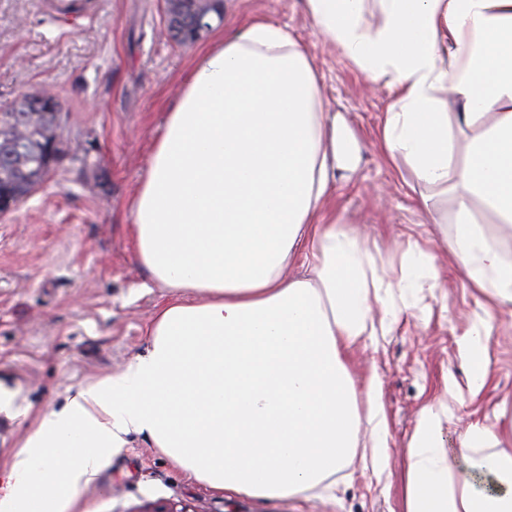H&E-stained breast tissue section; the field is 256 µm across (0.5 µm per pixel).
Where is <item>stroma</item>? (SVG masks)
Masks as SVG:
<instances>
[{
  "instance_id": "1",
  "label": "stroma",
  "mask_w": 512,
  "mask_h": 512,
  "mask_svg": "<svg viewBox=\"0 0 512 512\" xmlns=\"http://www.w3.org/2000/svg\"><path fill=\"white\" fill-rule=\"evenodd\" d=\"M164 9L163 0H88L84 11L62 13L55 0H0V106L40 91L60 103L49 176L0 213V386L15 394L0 412V466L27 436L34 412L60 406L145 350L169 293L136 262L130 203L195 54L225 23L267 19L297 36L337 134L356 147L350 169L336 173L329 218L371 242L385 283L380 297L396 309L385 334L351 354L357 387L372 374L380 383L390 477L372 478L374 450L362 442L331 478L334 494L228 500L133 434L81 503L87 512H145L159 502L190 512H404L407 444L422 407L449 405L445 450L455 473L463 464L454 449L469 424L512 426V304L459 276L454 193L389 158L379 131L393 90L372 83L318 34L303 0H224L222 15H209V29L187 46L170 38ZM424 196L426 210L418 205ZM419 250L435 256L439 279L399 292ZM477 327L486 330L490 374L473 394L468 338ZM449 382L461 401L449 400Z\"/></svg>"
}]
</instances>
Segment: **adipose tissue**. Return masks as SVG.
<instances>
[{"label": "adipose tissue", "instance_id": "ef3b65f1", "mask_svg": "<svg viewBox=\"0 0 512 512\" xmlns=\"http://www.w3.org/2000/svg\"><path fill=\"white\" fill-rule=\"evenodd\" d=\"M304 0L318 32L375 83L395 88L381 137L425 183L457 174L460 272L512 302V262L475 224L480 199L512 235V0ZM472 130L454 169L442 90ZM316 73L287 26H225L200 50L166 114L132 202L137 262L171 298L144 353L38 413L9 462L0 512H80L129 434L226 497L285 499L319 488L361 435L366 397L386 471L378 381L357 391L350 355L375 327L383 283L355 235L327 219L347 144L330 132ZM300 273H289L292 263ZM405 512H512V448L475 422L458 437L469 470L452 473L442 419L424 407L409 443ZM497 491H476L471 472Z\"/></svg>", "mask_w": 512, "mask_h": 512}]
</instances>
